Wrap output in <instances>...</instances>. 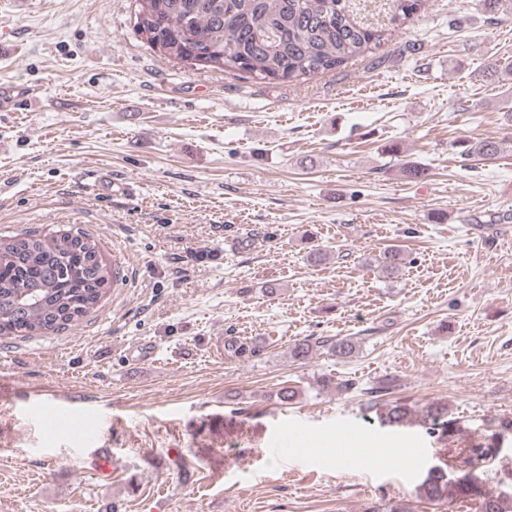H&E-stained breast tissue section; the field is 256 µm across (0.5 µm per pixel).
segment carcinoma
I'll return each mask as SVG.
<instances>
[{"mask_svg":"<svg viewBox=\"0 0 512 512\" xmlns=\"http://www.w3.org/2000/svg\"><path fill=\"white\" fill-rule=\"evenodd\" d=\"M425 0H135V29L144 43L170 61L202 55L198 67L250 78L292 82L335 70L381 47L392 32L417 14ZM500 143L471 139L460 155L495 157ZM394 275L400 253L386 249L375 258ZM100 255L96 241L83 236L0 237V336H47L71 326L93 309L117 279ZM348 357L354 343L320 337L295 345L304 358L314 348ZM384 425H412L409 409L394 404ZM420 426L429 434L453 431L448 409L434 407ZM512 431L501 424L489 441L468 449L460 474L432 467L417 486L420 497L452 503L469 498L479 512H512V486L490 484L485 463L496 459Z\"/></svg>","mask_w":512,"mask_h":512,"instance_id":"cac0c4a2","label":"carcinoma"}]
</instances>
